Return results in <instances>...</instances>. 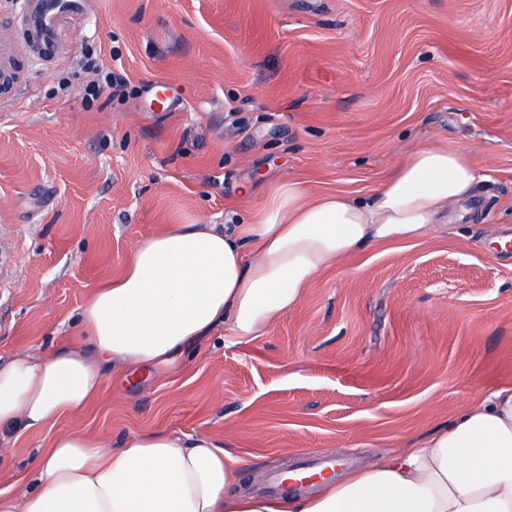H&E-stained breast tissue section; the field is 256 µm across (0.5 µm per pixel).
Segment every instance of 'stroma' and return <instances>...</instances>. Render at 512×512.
Returning <instances> with one entry per match:
<instances>
[{"mask_svg":"<svg viewBox=\"0 0 512 512\" xmlns=\"http://www.w3.org/2000/svg\"><path fill=\"white\" fill-rule=\"evenodd\" d=\"M91 2L70 53L24 62L0 108L1 363L72 335L140 240L282 182L366 197L432 143L470 154L480 184L472 219L322 271L252 343L217 331L183 369L109 378L83 416L13 432L0 490L61 430L117 447L163 428L211 435L261 494L271 471L361 468L512 385V0ZM89 57L125 98L85 104Z\"/></svg>","mask_w":512,"mask_h":512,"instance_id":"obj_1","label":"stroma"}]
</instances>
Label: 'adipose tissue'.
I'll return each mask as SVG.
<instances>
[{
    "label": "adipose tissue",
    "instance_id": "adipose-tissue-1",
    "mask_svg": "<svg viewBox=\"0 0 512 512\" xmlns=\"http://www.w3.org/2000/svg\"><path fill=\"white\" fill-rule=\"evenodd\" d=\"M477 184L470 155L421 145L367 198L312 199L288 181L241 223L168 225L94 288L78 340L0 364V436L83 415L107 374L178 370L217 329L253 342L319 272L370 246L424 240ZM239 469L206 434L156 428L114 448L68 431L38 454L32 487L0 491V512H512V387L312 494L235 492Z\"/></svg>",
    "mask_w": 512,
    "mask_h": 512
}]
</instances>
